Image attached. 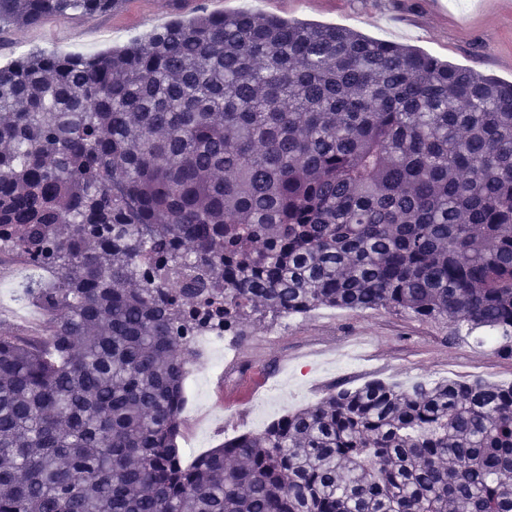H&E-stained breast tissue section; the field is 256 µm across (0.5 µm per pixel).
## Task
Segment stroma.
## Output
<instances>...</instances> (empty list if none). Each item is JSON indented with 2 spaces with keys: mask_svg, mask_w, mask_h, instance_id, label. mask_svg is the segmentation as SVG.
Segmentation results:
<instances>
[{
  "mask_svg": "<svg viewBox=\"0 0 512 512\" xmlns=\"http://www.w3.org/2000/svg\"><path fill=\"white\" fill-rule=\"evenodd\" d=\"M250 10L283 19L344 26L376 40L404 43L452 65L512 82V17L482 0H118L107 13L49 18L34 27L0 30V66L33 51L104 52L170 22L199 14ZM449 328L385 309L353 312L321 307L265 320L244 341L225 336L231 354L223 372L208 355L190 358L189 372L207 376L219 424L193 436L180 417L179 447L186 458L262 424L320 402L335 386L354 389L371 381L408 388L443 380L512 384V358L496 352L485 330L451 343ZM277 386L275 410L260 413L258 399Z\"/></svg>",
  "mask_w": 512,
  "mask_h": 512,
  "instance_id": "1",
  "label": "stroma"
}]
</instances>
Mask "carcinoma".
I'll return each instance as SVG.
<instances>
[{
    "mask_svg": "<svg viewBox=\"0 0 512 512\" xmlns=\"http://www.w3.org/2000/svg\"><path fill=\"white\" fill-rule=\"evenodd\" d=\"M115 0H0V28ZM0 512H512V384L332 390L185 461L195 337L319 307L512 358V84L251 11L0 66ZM11 304H19L37 312L38 317L32 321H26L15 317L6 307ZM12 332L22 336H47L45 318L40 305L31 299L26 302L14 301L11 292L0 296V333Z\"/></svg>",
    "mask_w": 512,
    "mask_h": 512,
    "instance_id": "obj_1",
    "label": "carcinoma"
}]
</instances>
